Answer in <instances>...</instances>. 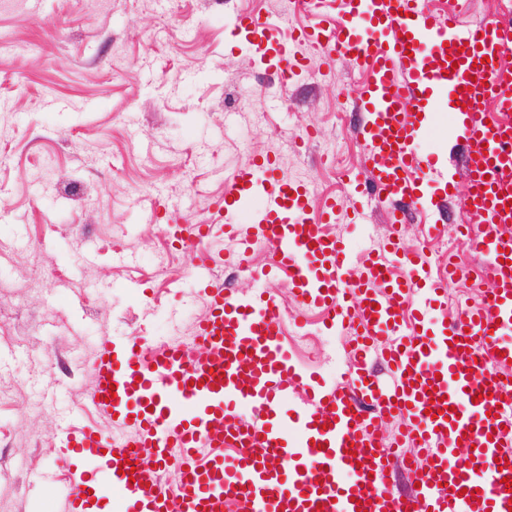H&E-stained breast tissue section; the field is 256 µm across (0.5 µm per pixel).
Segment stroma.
Wrapping results in <instances>:
<instances>
[{"instance_id":"stroma-1","label":"stroma","mask_w":512,"mask_h":512,"mask_svg":"<svg viewBox=\"0 0 512 512\" xmlns=\"http://www.w3.org/2000/svg\"><path fill=\"white\" fill-rule=\"evenodd\" d=\"M280 0H0V512H48L60 415L110 430L88 402L98 337L157 343L193 335L208 312L191 283L190 251L168 224H210L224 178L272 155L285 178L304 172L335 197V235L354 261L392 233L386 204L348 217L352 181L370 184L350 104L369 75L347 57L302 48L288 86L241 52L229 27L250 10L289 36L313 14ZM456 186L446 207L401 229L442 263L465 218L463 143L448 110L417 142ZM441 227L424 240V223ZM237 292L275 295L294 362L333 378L345 336L302 310L283 281L241 275Z\"/></svg>"}]
</instances>
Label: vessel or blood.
<instances>
[{
    "label": "vessel or blood",
    "instance_id": "obj_1",
    "mask_svg": "<svg viewBox=\"0 0 512 512\" xmlns=\"http://www.w3.org/2000/svg\"><path fill=\"white\" fill-rule=\"evenodd\" d=\"M233 30L282 80L299 72L301 58L266 20L240 13ZM296 38L371 71L355 108L373 180L350 192L352 223L372 198L390 205L395 224L407 221L400 202L452 198L416 142L422 109L456 102L472 188L460 202L461 232L483 258L491 299L434 320L430 304L464 272L452 263L436 271L425 252H401L395 241L350 276L346 241L321 230L335 202L312 215L308 189L278 176L272 159H255L227 177L214 223L178 227L189 247L218 229L231 244L190 273L209 307L194 336L202 356L187 361L179 342L118 347L99 337L89 400L120 431L61 430L67 479L58 512H98L103 503L111 512H224L228 503L236 512H512V385L497 378L512 364L504 337L512 328V69L499 64L512 52V22L462 26L451 16L439 27L426 0H336L335 13ZM261 241L273 262L250 267V278L283 277L303 306L324 310L325 325L347 336L335 381L292 362L274 297L233 295L215 278L220 263L247 265ZM381 366L390 384L380 382ZM297 392L304 402L280 413L278 403ZM243 407L254 418L241 416ZM385 417L397 421L390 448L378 433ZM408 441L427 470L419 487L400 493L394 466ZM132 446L148 449L156 470L176 469V486L132 470ZM462 446L473 455L465 465L454 458Z\"/></svg>",
    "mask_w": 512,
    "mask_h": 512
}]
</instances>
